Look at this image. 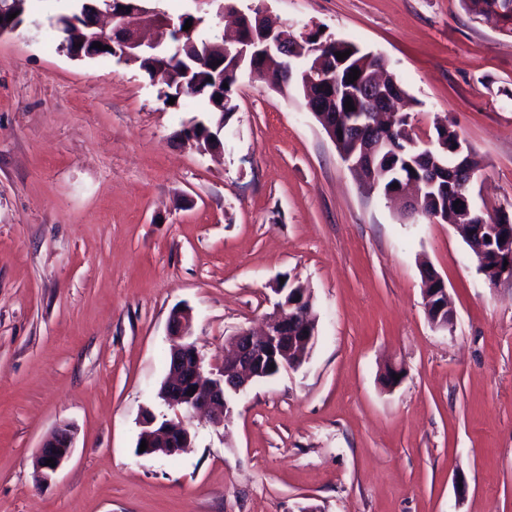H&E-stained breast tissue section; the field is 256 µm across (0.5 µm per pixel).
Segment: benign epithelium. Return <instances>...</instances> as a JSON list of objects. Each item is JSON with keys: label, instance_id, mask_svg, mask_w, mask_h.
<instances>
[{"label": "benign epithelium", "instance_id": "7a95c632", "mask_svg": "<svg viewBox=\"0 0 512 512\" xmlns=\"http://www.w3.org/2000/svg\"><path fill=\"white\" fill-rule=\"evenodd\" d=\"M81 6L77 16L62 17L54 27L61 36L60 48L75 60L96 59L102 56L115 57L132 64L144 57H155L162 54L177 64L183 60L184 38L188 32L183 30L186 22L198 25V18L191 14L173 18L151 5L152 0H80ZM21 0H0V38L14 33L25 22L24 15L15 18L9 15L18 11ZM309 45L307 54L299 55L300 48L290 43V36L278 26H273L261 41L252 37L238 35L230 45L207 42L195 45L191 62L204 70L217 71L224 66V57L233 55L239 62L240 70L249 71L255 79L266 78L270 85L277 86L294 79L305 94L307 108L322 121L323 129L336 145L341 159L358 172L366 166V159L373 158L387 147V141L381 139L369 147L362 146L348 150L344 141L336 135V122H348L343 114L333 119L328 113L333 97L326 95L328 86L333 84L323 68L322 49L326 44L313 43V33L303 34ZM99 42L106 46L100 50L93 47ZM76 50H70L75 44ZM270 56H277L281 65L277 72L269 71L258 61ZM395 86L386 82L380 75L367 82L363 94L367 100L378 99L392 105ZM353 127L362 130L377 126L380 115L377 111L356 113ZM419 192L418 184L410 181L401 184V188L387 193L409 202L411 209L420 208V196L410 197L409 190ZM487 232L490 236L504 238L502 255L497 257L499 264L489 266V253L482 240L468 238L469 250L476 262L477 270L485 278L496 283L501 280L512 281V231L501 232L496 224H482L479 232ZM507 261L504 266L501 261ZM426 284L423 293L427 317L431 325L438 329H446L453 323L454 312L448 303V290L443 278L433 269L424 273ZM299 306L297 302L278 301L273 312L265 318L261 332L240 330L235 334L231 348L224 353V361L205 370L203 360L195 346L188 342L191 335L192 314L187 309L175 311L169 320V336L175 344L170 351L168 377L163 383L160 398L168 408L181 409L205 415L214 426L226 423V393L239 396L246 392L253 381L271 378L283 369H297L306 354L312 348L317 336V322L313 320L311 310L307 309L300 315V321L289 322L288 310ZM196 392L187 394L190 389ZM73 430L63 424L46 437L38 452V465L44 479H49L72 452ZM139 440L147 443L142 457H154L159 453L174 455L190 446L192 434L180 421L167 415L157 416L148 410L142 417V430ZM55 459V466L45 461Z\"/></svg>", "mask_w": 512, "mask_h": 512}]
</instances>
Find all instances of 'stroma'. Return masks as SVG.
Instances as JSON below:
<instances>
[{
	"mask_svg": "<svg viewBox=\"0 0 512 512\" xmlns=\"http://www.w3.org/2000/svg\"><path fill=\"white\" fill-rule=\"evenodd\" d=\"M69 3L30 0L0 38V512H512V281L364 186L296 84L239 73L224 149L200 152L181 135L208 120L200 100L60 50ZM222 3L382 58L415 132L452 125L481 158L477 206L512 208V34L462 0H157L208 35L232 26ZM424 261L452 329L427 319ZM284 283L318 317L302 367L254 383L224 426L185 416L193 448L138 456L171 312L191 309L217 364ZM63 423L73 452L45 482L36 455Z\"/></svg>",
	"mask_w": 512,
	"mask_h": 512,
	"instance_id": "35a3bbf8",
	"label": "stroma"
}]
</instances>
